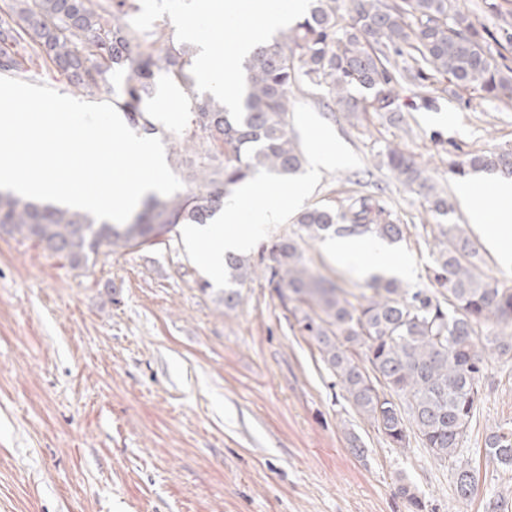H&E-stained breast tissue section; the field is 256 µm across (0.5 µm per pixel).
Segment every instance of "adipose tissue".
<instances>
[{
  "label": "adipose tissue",
  "mask_w": 512,
  "mask_h": 512,
  "mask_svg": "<svg viewBox=\"0 0 512 512\" xmlns=\"http://www.w3.org/2000/svg\"><path fill=\"white\" fill-rule=\"evenodd\" d=\"M281 12L274 0H251L246 8L239 0H224L222 17L225 26L235 32V59L246 56L253 44L267 39L274 29L283 24ZM244 14L250 18L245 25L240 22ZM199 44L195 66L198 84L208 88L219 87L225 101L234 103L238 71L232 61L216 66L212 39H200ZM460 193L469 205L472 223L479 227L488 244L497 252L500 263L512 268V179L497 182L495 193L499 206L494 210L476 204L473 185H463ZM305 194L306 188L302 185L285 187L273 195L264 180L247 182L225 199L223 213L217 214L210 224L190 226L187 237L212 276L222 278L225 254L245 250L261 225L275 223L284 205L299 202ZM326 249L337 262L358 268L367 277H405L409 274L407 258L378 239L338 237L328 240Z\"/></svg>",
  "instance_id": "obj_1"
}]
</instances>
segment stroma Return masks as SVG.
<instances>
[{
  "instance_id": "1",
  "label": "stroma",
  "mask_w": 512,
  "mask_h": 512,
  "mask_svg": "<svg viewBox=\"0 0 512 512\" xmlns=\"http://www.w3.org/2000/svg\"><path fill=\"white\" fill-rule=\"evenodd\" d=\"M188 0H136L133 23L188 45ZM403 120L331 114L303 86L288 129L305 151L335 150L336 163L295 175L309 190L249 250L297 232L300 207L340 206L372 196L406 225L394 250L409 258L408 290L437 292L436 219L379 165L398 148L425 165L471 229L459 188L481 183L495 205L497 175L451 171L465 153L512 145V103L464 102L446 82L400 91ZM308 266L345 292L365 280L337 264L323 243L305 245ZM206 269L185 235L130 253L101 255L84 277L32 242L0 235V512H412L411 485L425 512H485L506 497L512 474L485 454L490 430L512 425V360L487 358L484 393L457 457L438 460L418 437L393 445L360 416L301 332L293 303L264 278L241 289L232 310L202 292ZM364 455H355L353 445ZM465 464L476 487L455 492Z\"/></svg>"
}]
</instances>
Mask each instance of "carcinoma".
Instances as JSON below:
<instances>
[{"mask_svg":"<svg viewBox=\"0 0 512 512\" xmlns=\"http://www.w3.org/2000/svg\"><path fill=\"white\" fill-rule=\"evenodd\" d=\"M129 0H9L0 6V75L34 80L40 72L25 61L40 60L64 74L77 90L112 93L127 123L146 136L159 132L154 103L159 88L190 90L191 57L163 32L160 54L133 53L141 33L130 21ZM409 49L412 64L401 70L390 57ZM241 107L224 99L194 98L170 133L182 151L180 167L195 188L186 195L145 199L128 222L114 224L59 204L0 190V235L40 246L73 270H89L101 250L133 251L161 242L180 224H205L243 181L260 172L287 179L306 157L288 134L289 94L300 78L324 88L340 112H374L400 120L397 85L425 88L440 78L453 94L512 101V76L503 72L469 13L457 0H310L307 14L270 43L256 46L244 65ZM126 72L122 85L110 76ZM380 164L428 209L443 218L452 210L427 169L395 148L379 153ZM494 172L512 178V147L465 154L454 172ZM305 242L328 236L404 237L407 226L365 196H351L341 209L313 205L298 212ZM433 277L442 291L411 292L394 278L375 275L372 295L346 293L303 262L296 241L265 246L262 275L281 299L307 306L297 320L358 414L398 447L409 432L432 455L455 456L481 399L485 355L512 354V331L482 335L490 323L512 328V288L488 280L475 263L478 250L457 224L440 225ZM257 267L239 254L224 257V289L217 300L238 304L239 287ZM361 356L369 364L356 361ZM487 457L512 471V427L489 432ZM471 470L460 466L455 490L469 497Z\"/></svg>","mask_w":512,"mask_h":512,"instance_id":"carcinoma-1","label":"carcinoma"}]
</instances>
